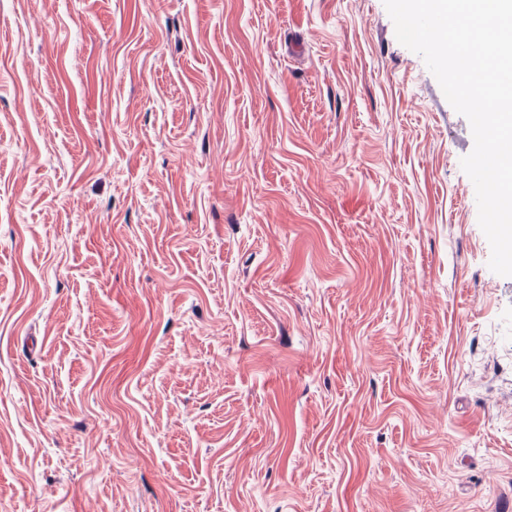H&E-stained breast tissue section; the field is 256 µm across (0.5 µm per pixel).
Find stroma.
Segmentation results:
<instances>
[{
	"label": "stroma",
	"instance_id": "stroma-1",
	"mask_svg": "<svg viewBox=\"0 0 512 512\" xmlns=\"http://www.w3.org/2000/svg\"><path fill=\"white\" fill-rule=\"evenodd\" d=\"M384 0H0V512H512V277Z\"/></svg>",
	"mask_w": 512,
	"mask_h": 512
}]
</instances>
